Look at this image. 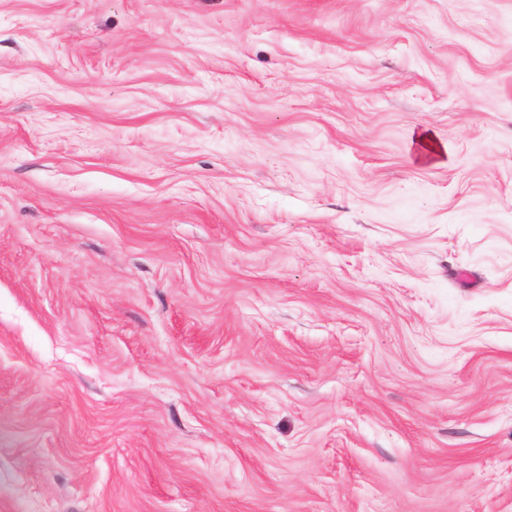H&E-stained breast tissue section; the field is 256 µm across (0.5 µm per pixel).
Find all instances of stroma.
Here are the masks:
<instances>
[{
  "label": "stroma",
  "mask_w": 512,
  "mask_h": 512,
  "mask_svg": "<svg viewBox=\"0 0 512 512\" xmlns=\"http://www.w3.org/2000/svg\"><path fill=\"white\" fill-rule=\"evenodd\" d=\"M0 512H512V0H0Z\"/></svg>",
  "instance_id": "stroma-1"
}]
</instances>
